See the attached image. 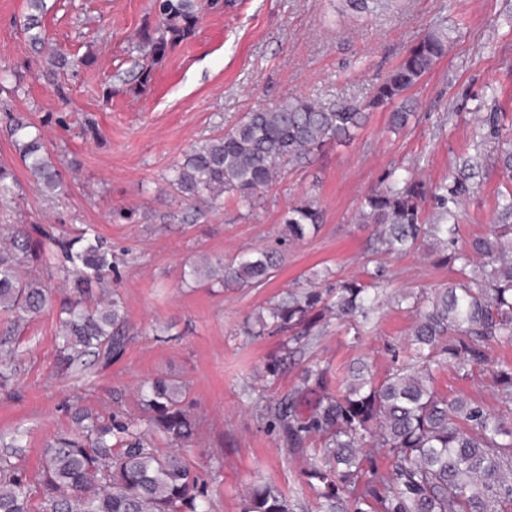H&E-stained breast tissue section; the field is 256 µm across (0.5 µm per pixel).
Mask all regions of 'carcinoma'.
<instances>
[{"instance_id": "1", "label": "carcinoma", "mask_w": 512, "mask_h": 512, "mask_svg": "<svg viewBox=\"0 0 512 512\" xmlns=\"http://www.w3.org/2000/svg\"><path fill=\"white\" fill-rule=\"evenodd\" d=\"M201 0H155L159 25L138 34L144 54L136 90L151 82L168 51L193 32ZM31 16L25 32L47 52L51 67L86 63L53 46ZM448 51V29L438 28L410 47L399 65L362 102L323 106L290 95L274 107L246 113L232 128L194 145L172 169L169 184L186 198L218 204L231 197L251 206L288 165L303 166L333 143L349 139L369 112L393 103L389 122L407 125L412 115L404 94ZM24 163L33 178L54 193L63 188L59 171L45 155L41 127L12 116ZM447 187L427 188L411 177L394 178L362 200L360 224H374L372 254H403L419 242L448 243L456 231ZM441 201L433 223L423 219L428 193ZM502 224L472 239L454 256L460 261L448 285L426 297L393 296L413 311L407 361L380 376L370 367L336 386L329 370L305 369L301 384L271 409L270 422L287 447L320 442L323 466L314 467L311 488L326 512H512V425L483 404L461 394L448 397L433 386V371L444 365L469 377L491 367L499 400L512 403V364L490 366L495 345H512V191L498 202ZM309 200L288 208L283 223L288 241L302 240L320 223ZM62 253L59 267L69 286L58 290L33 275L28 265ZM277 266L276 252L257 251L224 263L189 266L184 275L221 287L260 286ZM112 260L99 237L54 235L22 224L0 226V314L13 329L30 323L52 305L60 315L57 368L85 371L89 356L112 359L128 336L125 301L112 287ZM371 281L338 280L323 291L291 292L247 324L253 336L288 334L315 339L327 318L368 320L378 306V289L389 287L379 272ZM14 337L0 338V389L16 374ZM143 417L127 421L78 407L73 428L48 441L36 484L16 460L15 439L0 452V512H30L38 493L42 512H208L207 484L194 473L180 448L193 443L198 419L186 386L157 377L138 390ZM170 447L162 451L157 441ZM243 512H292L286 494L272 485L254 486Z\"/></svg>"}]
</instances>
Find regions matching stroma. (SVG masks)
Here are the masks:
<instances>
[{
  "label": "stroma",
  "mask_w": 512,
  "mask_h": 512,
  "mask_svg": "<svg viewBox=\"0 0 512 512\" xmlns=\"http://www.w3.org/2000/svg\"><path fill=\"white\" fill-rule=\"evenodd\" d=\"M46 2L42 30L89 63L51 74L46 54L22 32L28 0H0V67L21 76L18 90L0 93V167L18 181L13 200L0 202V224L69 234L93 226L112 252V284L132 334L119 358L97 360L88 379L72 380L56 371L55 313L18 332L15 383L0 390V438L23 432L22 463L33 476L45 442L72 428L74 406L135 420L141 381L177 379L188 384L200 419L185 456L210 486L212 512H241L247 490L263 483L283 490L295 512H312L308 472L318 450L287 448L262 406L285 397L314 361L338 380L363 362L381 374L395 368L405 358L412 315L384 301L366 322L331 320L275 377L265 365L281 354L284 336H249L244 323L291 290L363 278L374 227L355 215L390 173L447 186L458 205L456 241L485 234L496 221L505 190L499 158L512 142V0H403L378 17L343 12L338 0H224L223 8L201 11L194 33L140 93V52L131 36L157 26L152 0ZM439 27L448 30V52L408 91L413 115L404 129H389L388 110L371 112L349 140L287 168L251 209L230 198L214 209L171 189L184 152L246 112L291 94L327 106L363 100ZM58 82L68 87L67 100L56 96ZM9 112L41 126L61 165L62 194L43 193L23 165ZM305 197L321 209L322 222L304 240L287 242L283 217ZM256 248L279 253L262 286L222 289L181 277L189 264ZM445 256V248L424 246L379 262L392 289L429 292L452 276ZM433 386L512 421V405L499 402L488 372L465 378L443 367Z\"/></svg>",
  "instance_id": "stroma-1"
}]
</instances>
